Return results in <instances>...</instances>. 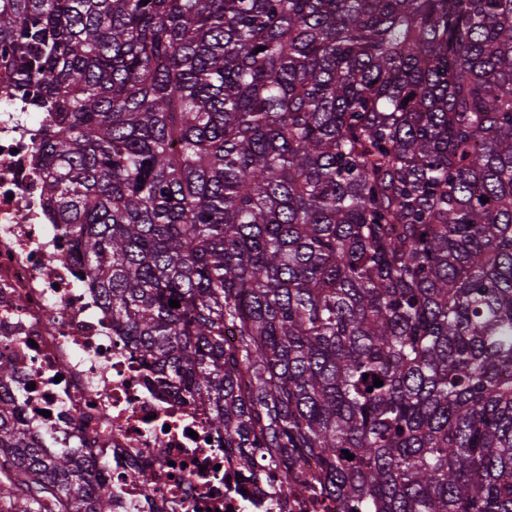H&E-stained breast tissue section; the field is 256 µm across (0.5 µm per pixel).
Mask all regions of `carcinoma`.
I'll return each instance as SVG.
<instances>
[{"mask_svg": "<svg viewBox=\"0 0 512 512\" xmlns=\"http://www.w3.org/2000/svg\"><path fill=\"white\" fill-rule=\"evenodd\" d=\"M0 69L118 335L244 474L512 512V0H0ZM17 373L6 512H112Z\"/></svg>", "mask_w": 512, "mask_h": 512, "instance_id": "carcinoma-1", "label": "carcinoma"}]
</instances>
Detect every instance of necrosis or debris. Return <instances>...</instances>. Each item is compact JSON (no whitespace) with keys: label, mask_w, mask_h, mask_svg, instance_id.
<instances>
[{"label":"necrosis or debris","mask_w":512,"mask_h":512,"mask_svg":"<svg viewBox=\"0 0 512 512\" xmlns=\"http://www.w3.org/2000/svg\"><path fill=\"white\" fill-rule=\"evenodd\" d=\"M45 135L23 100L0 99V356L18 366L30 431L86 454L112 487V512H323L305 486L281 495L270 468L242 479L202 409L163 392L118 336L50 218Z\"/></svg>","instance_id":"1"}]
</instances>
